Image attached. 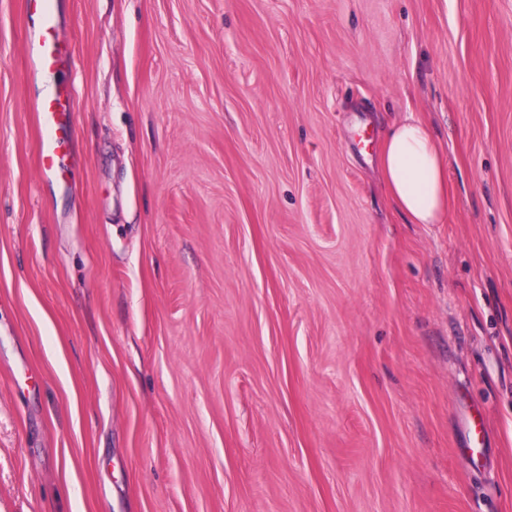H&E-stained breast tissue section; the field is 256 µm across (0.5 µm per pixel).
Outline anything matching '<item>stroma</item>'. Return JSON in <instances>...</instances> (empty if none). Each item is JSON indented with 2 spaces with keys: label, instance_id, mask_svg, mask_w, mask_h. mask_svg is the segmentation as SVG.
<instances>
[{
  "label": "stroma",
  "instance_id": "35a3bbf8",
  "mask_svg": "<svg viewBox=\"0 0 512 512\" xmlns=\"http://www.w3.org/2000/svg\"><path fill=\"white\" fill-rule=\"evenodd\" d=\"M37 36L0 0V512H512V0H58L54 70ZM409 113L439 224L378 171ZM34 107L41 133L40 163L43 167H52L67 145L62 130L72 113L69 112L70 98L68 93L47 96L36 101ZM389 197L410 224H439L448 212V163L429 125L413 114L396 122L378 154Z\"/></svg>",
  "mask_w": 512,
  "mask_h": 512
}]
</instances>
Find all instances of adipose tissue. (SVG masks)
<instances>
[{
	"instance_id": "adipose-tissue-1",
	"label": "adipose tissue",
	"mask_w": 512,
	"mask_h": 512,
	"mask_svg": "<svg viewBox=\"0 0 512 512\" xmlns=\"http://www.w3.org/2000/svg\"><path fill=\"white\" fill-rule=\"evenodd\" d=\"M395 207L414 224L442 223L448 212V163L429 125L414 115L396 122L378 154Z\"/></svg>"
}]
</instances>
